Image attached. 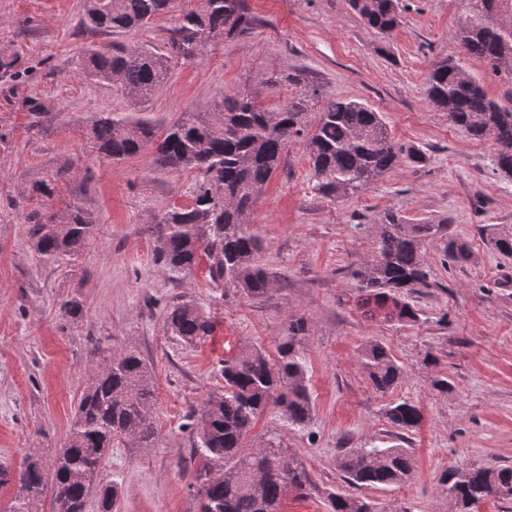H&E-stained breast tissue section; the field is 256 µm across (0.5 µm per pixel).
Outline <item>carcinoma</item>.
<instances>
[{
    "label": "carcinoma",
    "instance_id": "cac0c4a2",
    "mask_svg": "<svg viewBox=\"0 0 512 512\" xmlns=\"http://www.w3.org/2000/svg\"><path fill=\"white\" fill-rule=\"evenodd\" d=\"M173 0H83L82 27L106 34L137 30L167 13ZM462 16L454 39L465 53L481 59L489 73L512 84V0H461ZM365 25L389 34L401 23V0H345ZM252 29L245 0H202L199 10L182 14L168 51L155 48L88 49L80 60L87 77L107 83L136 99L146 100L167 81L171 59L201 60L218 38L234 39ZM427 97L448 112V121L477 141L496 146L497 170L512 169V99L503 105L491 99L480 80L452 60L431 69ZM294 95L288 103L266 108L250 95L237 93L208 105L201 112H185L174 124L158 130L135 113L107 112L93 124L89 148L110 160H125L154 149L159 171L197 170L200 179L193 201L168 210L158 223L155 261L173 280L190 274L205 262L212 287L231 288L248 298L269 290L271 275L260 264L262 240L251 214L265 185L281 162L288 143L303 145L313 169L312 190L323 198L342 192L356 194L390 170L402 158L425 161L424 153L394 142L380 114L355 101H324L316 86L288 75ZM319 108L314 129L307 114ZM373 255L351 272L361 291L362 304L387 310L400 322L417 320L407 301L418 287L429 285L430 267L424 242L444 235L447 225L412 224L395 211H386L377 224ZM96 224L76 207L64 217L35 211L28 217V236L34 251L46 262L69 261L94 238ZM489 244L512 256V226L487 225ZM448 260H469L466 242L448 240ZM167 332L188 346L208 340L214 324L193 302L167 308ZM307 323L288 324V336L273 362L257 346H245L224 360V387L208 395L189 416L186 428L194 435L201 462L195 496L199 512H280L284 481L299 488L309 482L305 470L294 465L281 443L266 442L247 452L244 442L265 409H281L294 426L312 420L307 366L300 346ZM98 358L94 374L78 402L67 440L52 459L29 456L17 473L0 464V487L12 482L17 492L10 512H42L51 496V512H85L97 501L98 512H112L114 485L98 480L112 441L129 438L135 448H152L157 432L152 418V370L140 354L129 350L108 354L94 346ZM361 368L371 386L382 394L392 390L401 369L390 351L377 341L360 350ZM389 422L404 432L414 431L422 415L406 399L391 403ZM341 470L349 484L384 489L411 474V458L403 448H349ZM450 474L448 493L455 504L478 506L488 498L512 503V466L471 467ZM331 512H386L365 499L347 494L330 496Z\"/></svg>",
    "mask_w": 512,
    "mask_h": 512
}]
</instances>
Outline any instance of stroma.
<instances>
[{
  "instance_id": "1",
  "label": "stroma",
  "mask_w": 512,
  "mask_h": 512,
  "mask_svg": "<svg viewBox=\"0 0 512 512\" xmlns=\"http://www.w3.org/2000/svg\"><path fill=\"white\" fill-rule=\"evenodd\" d=\"M391 38L370 32L344 0H247L249 35L216 41L196 62L175 61L148 100L77 72L86 44L163 47L182 11L202 0H175L170 12L139 30L93 34L79 23L82 0H0V462L20 468L27 454L63 445L94 373L93 344L139 350L153 369L154 447L116 440L102 475L118 488L115 512H198L193 484L199 458L185 423L224 385L218 363L257 345L270 358L290 320L307 321L303 351L313 421L290 425L275 407L260 414L248 450L280 441L310 479L288 492L282 512H329L328 496L362 497L385 512H454L450 471L512 465V258L493 251L487 224L512 225V178L500 177L492 143L472 140L426 98L425 79L445 59L484 79L489 96L512 97V84L488 76L453 33L460 0H402ZM318 86L327 100H356L380 112L394 141L418 147L355 195L329 200L311 189L309 157L289 144L255 206L261 263L274 278L262 298H217L205 266L168 278L154 259L158 222L186 206L198 180L190 170L161 172L152 151L119 162L87 155L93 120L103 112H140L166 128L182 113L237 92L285 103L288 74ZM41 104L40 118L30 109ZM67 169L53 211L78 206L97 231L70 263L41 260L27 237L33 188ZM407 221H446L428 239V286L410 297L418 319L364 316L350 273L372 254V224L385 211ZM468 242L472 258L455 264L449 239ZM77 299L80 317L61 309ZM193 301L215 322L205 344L189 347L164 325L167 305ZM386 346L402 369L397 387L376 392L360 368L363 344ZM447 379L441 392L434 380ZM420 407L415 431L386 417L391 402ZM397 445L413 457L410 478L384 490L348 486L342 449Z\"/></svg>"
}]
</instances>
